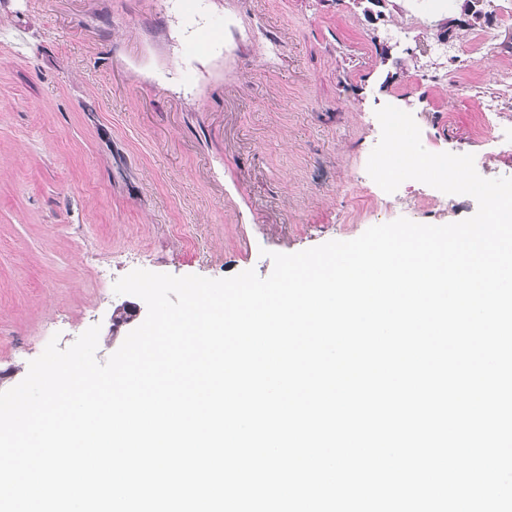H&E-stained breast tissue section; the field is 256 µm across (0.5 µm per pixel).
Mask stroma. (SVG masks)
<instances>
[{
    "instance_id": "stroma-1",
    "label": "stroma",
    "mask_w": 512,
    "mask_h": 512,
    "mask_svg": "<svg viewBox=\"0 0 512 512\" xmlns=\"http://www.w3.org/2000/svg\"><path fill=\"white\" fill-rule=\"evenodd\" d=\"M462 2L0 0V391L54 336L99 326L106 361L146 317L110 326L132 270L265 278L274 252L473 216L471 196L366 171L390 104L426 150L512 177V23L480 0L499 54L441 57L440 33L473 34ZM206 29L210 55H188Z\"/></svg>"
}]
</instances>
